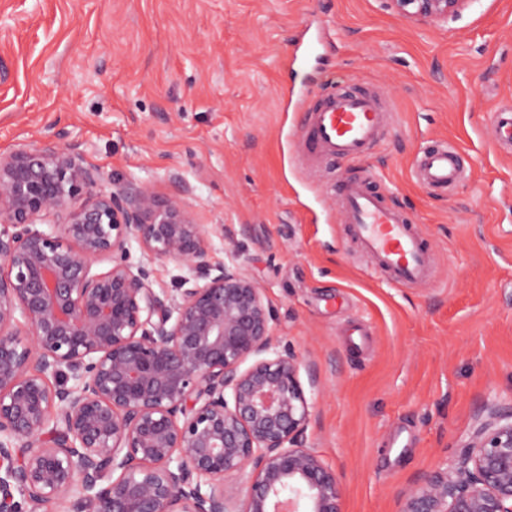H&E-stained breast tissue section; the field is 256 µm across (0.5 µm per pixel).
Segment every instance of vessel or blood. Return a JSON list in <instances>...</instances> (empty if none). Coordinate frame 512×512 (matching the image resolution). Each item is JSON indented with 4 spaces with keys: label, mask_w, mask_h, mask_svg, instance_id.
<instances>
[{
    "label": "vessel or blood",
    "mask_w": 512,
    "mask_h": 512,
    "mask_svg": "<svg viewBox=\"0 0 512 512\" xmlns=\"http://www.w3.org/2000/svg\"><path fill=\"white\" fill-rule=\"evenodd\" d=\"M389 114L377 96L329 84L321 103L306 116L294 145L299 160L327 159L360 162L379 140ZM416 174L428 188L449 190L465 181L458 147L450 142L426 147L417 157ZM371 173L329 177L344 223L376 266L399 285L429 281L430 263L421 237L403 212L392 207L371 186Z\"/></svg>",
    "instance_id": "b4317fda"
}]
</instances>
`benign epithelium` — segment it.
I'll list each match as a JSON object with an SVG mask.
<instances>
[{"instance_id": "7a95c632", "label": "benign epithelium", "mask_w": 512, "mask_h": 512, "mask_svg": "<svg viewBox=\"0 0 512 512\" xmlns=\"http://www.w3.org/2000/svg\"><path fill=\"white\" fill-rule=\"evenodd\" d=\"M384 2L432 26L474 0ZM66 138L0 152V512H341L336 473L304 446L299 358L262 288L208 258L231 230L196 222L179 175L166 199L114 189ZM132 239L182 265L180 287L153 288ZM401 512H512V408H489Z\"/></svg>"}]
</instances>
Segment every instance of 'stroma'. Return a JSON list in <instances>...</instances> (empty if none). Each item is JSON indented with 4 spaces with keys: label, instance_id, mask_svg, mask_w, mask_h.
<instances>
[{
    "label": "stroma",
    "instance_id": "1",
    "mask_svg": "<svg viewBox=\"0 0 512 512\" xmlns=\"http://www.w3.org/2000/svg\"><path fill=\"white\" fill-rule=\"evenodd\" d=\"M330 37L293 65L306 29ZM378 87L394 108L363 162L426 241L434 282L374 271L321 176L291 161L325 82ZM512 0H474L439 27L382 0H0V151L60 129L108 182L173 194L224 224L210 258L238 257L298 356L304 442L342 488V512H399L452 465L490 406L512 407ZM468 179L432 192L414 174L431 142Z\"/></svg>",
    "mask_w": 512,
    "mask_h": 512
}]
</instances>
